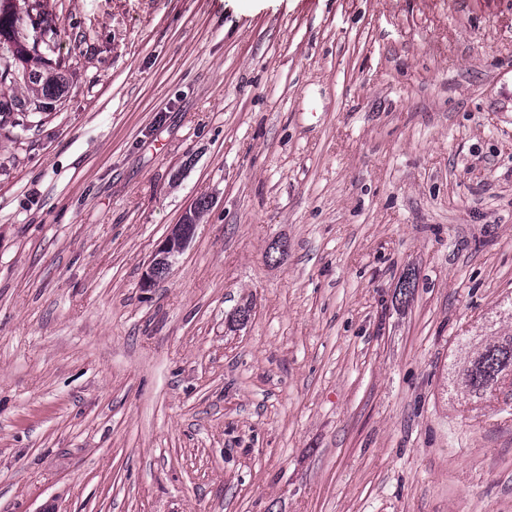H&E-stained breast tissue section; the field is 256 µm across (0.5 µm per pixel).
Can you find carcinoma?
I'll return each mask as SVG.
<instances>
[{
    "label": "carcinoma",
    "mask_w": 512,
    "mask_h": 512,
    "mask_svg": "<svg viewBox=\"0 0 512 512\" xmlns=\"http://www.w3.org/2000/svg\"><path fill=\"white\" fill-rule=\"evenodd\" d=\"M19 20L13 0H0V43L15 45L16 56L22 65V77L35 86L36 93L46 99H56L61 95L64 75L60 64H54L44 56V51H52L50 42L40 45L37 42H22L17 39ZM512 369V338L506 342L495 341L488 344L465 370L463 384L474 396L487 393L497 384L502 374Z\"/></svg>",
    "instance_id": "1"
}]
</instances>
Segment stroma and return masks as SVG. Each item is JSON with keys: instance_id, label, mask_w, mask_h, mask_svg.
Returning a JSON list of instances; mask_svg holds the SVG:
<instances>
[{"instance_id": "35a3bbf8", "label": "stroma", "mask_w": 512, "mask_h": 512, "mask_svg": "<svg viewBox=\"0 0 512 512\" xmlns=\"http://www.w3.org/2000/svg\"><path fill=\"white\" fill-rule=\"evenodd\" d=\"M40 4L65 91L0 86V512H512V373L460 378L512 334V0ZM194 212V211H193ZM193 212H186L181 220V224H174L171 231L164 243L155 252L148 278L146 279L145 285L147 286L151 279L159 275V271H166L170 268L174 262V259L184 249L188 241L191 239L195 224L191 222V218L194 217Z\"/></svg>"}]
</instances>
